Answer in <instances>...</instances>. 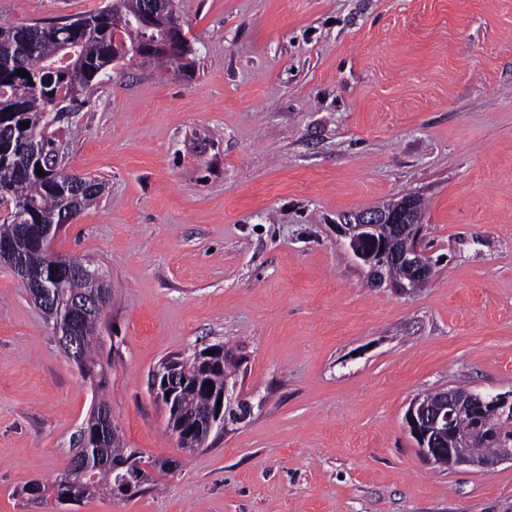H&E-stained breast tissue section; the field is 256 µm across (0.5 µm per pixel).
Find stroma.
I'll list each match as a JSON object with an SVG mask.
<instances>
[{
  "instance_id": "stroma-1",
  "label": "stroma",
  "mask_w": 512,
  "mask_h": 512,
  "mask_svg": "<svg viewBox=\"0 0 512 512\" xmlns=\"http://www.w3.org/2000/svg\"><path fill=\"white\" fill-rule=\"evenodd\" d=\"M107 0H0L12 26ZM192 52L118 62L56 125L105 181L58 252L112 285L97 391L0 264V512H512V464L427 465L404 425L446 387L512 390V0H177ZM412 195L436 261L373 286L343 215ZM236 351L243 419L188 452L149 378ZM148 475L31 504L98 399Z\"/></svg>"
}]
</instances>
